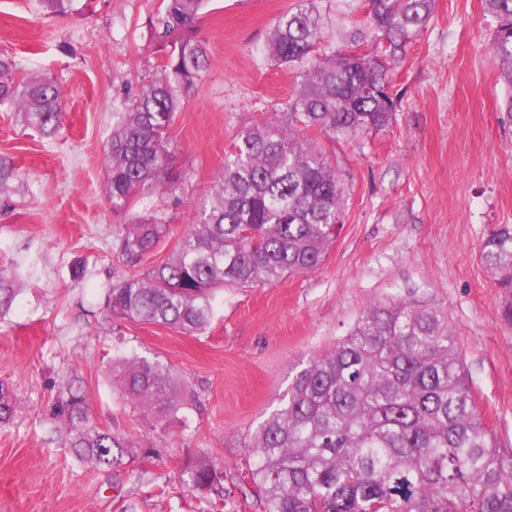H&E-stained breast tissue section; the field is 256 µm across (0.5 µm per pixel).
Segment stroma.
<instances>
[{
	"label": "stroma",
	"mask_w": 512,
	"mask_h": 512,
	"mask_svg": "<svg viewBox=\"0 0 512 512\" xmlns=\"http://www.w3.org/2000/svg\"><path fill=\"white\" fill-rule=\"evenodd\" d=\"M298 0H209L197 37L206 63L171 129L182 191L144 200L171 233L145 256L167 258L194 202L236 133L285 109L299 82L266 46ZM165 0H0V53L18 77L60 82L62 129L52 138L0 109V274L19 285L0 311V382L17 402L0 425V512H260L248 473L260 424L313 354L344 336L374 301L413 296L448 312L473 398L501 447L512 448V327L483 259L490 233L512 225V94L488 48L498 27L482 0H435L420 36L387 75L400 103L393 126L325 147L348 184L342 231L315 270L272 286L224 288L207 332L113 324L106 292L122 267L123 219L106 200L105 144L126 93L154 78L166 53L150 23ZM169 364L196 399L186 427L154 428L112 387V357ZM84 397L90 420L125 438L123 468L95 470L50 414ZM224 468V499L182 484L201 457Z\"/></svg>",
	"instance_id": "1"
}]
</instances>
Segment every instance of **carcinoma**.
<instances>
[{
    "mask_svg": "<svg viewBox=\"0 0 512 512\" xmlns=\"http://www.w3.org/2000/svg\"><path fill=\"white\" fill-rule=\"evenodd\" d=\"M483 2L499 22L490 58L512 88V0ZM207 3L166 0L153 23V37L170 46L166 64L116 113L105 153L108 201L125 218L115 238L124 272L107 295L112 319L188 336L210 326L215 289L273 285L325 260L343 227L347 186L320 138L361 140L392 126L398 101L385 76L419 35L434 0H366L363 28L345 32L358 54L325 50L314 0L281 15L267 53L296 72L297 95L273 118L241 130L199 198L196 219L164 261L144 270L145 255L170 234V219L134 206L182 184L169 130L182 93L204 67L196 22ZM17 67L0 55V108L56 135L59 84L38 75L18 80ZM482 257L512 325V226L486 239ZM108 373L153 427L185 424L194 400L169 365L117 357ZM15 411L0 383V424ZM52 416L81 461L118 469L132 456L111 430L89 423L78 393L59 396ZM251 454L262 512H512V448L498 445L478 411L448 313L416 298L374 302L330 350L313 356L259 427ZM181 480L224 501V470L206 457Z\"/></svg>",
    "mask_w": 512,
    "mask_h": 512,
    "instance_id": "carcinoma-1",
    "label": "carcinoma"
}]
</instances>
